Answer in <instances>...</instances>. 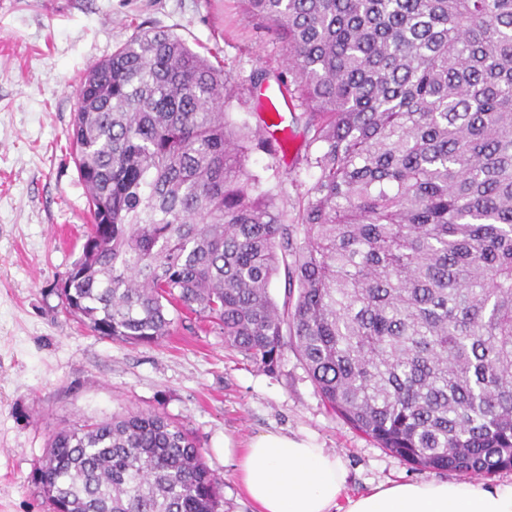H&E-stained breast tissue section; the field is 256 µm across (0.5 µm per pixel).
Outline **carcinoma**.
<instances>
[{
  "label": "carcinoma",
  "mask_w": 512,
  "mask_h": 512,
  "mask_svg": "<svg viewBox=\"0 0 512 512\" xmlns=\"http://www.w3.org/2000/svg\"><path fill=\"white\" fill-rule=\"evenodd\" d=\"M287 50L313 182L279 208L224 120L238 87L138 29L75 89L91 228L60 294L91 331L217 326L268 373L285 344L332 411L410 465L512 469V0H241ZM284 272L283 308L269 286ZM51 512H217L183 426L129 411L55 433Z\"/></svg>",
  "instance_id": "1"
}]
</instances>
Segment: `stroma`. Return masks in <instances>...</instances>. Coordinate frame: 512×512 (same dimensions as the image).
I'll return each mask as SVG.
<instances>
[{
	"label": "stroma",
	"instance_id": "1",
	"mask_svg": "<svg viewBox=\"0 0 512 512\" xmlns=\"http://www.w3.org/2000/svg\"><path fill=\"white\" fill-rule=\"evenodd\" d=\"M139 26L213 52L242 89L224 106L236 125L262 128L254 72L288 70L283 44L246 19L240 0H0V512H46L32 473L53 433L136 409L192 432L223 481L219 512H253L224 463L225 438L241 444L268 430L306 433L336 451L351 497L393 481L459 480L413 467L354 430L293 348L270 374L191 314L175 313L170 336L131 344L66 312L59 291L90 225L68 139L75 88ZM307 138L303 122H289L276 155L256 150L246 161L278 207H292L313 179L302 160Z\"/></svg>",
	"mask_w": 512,
	"mask_h": 512
}]
</instances>
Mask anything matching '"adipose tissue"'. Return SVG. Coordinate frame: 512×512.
<instances>
[{"mask_svg":"<svg viewBox=\"0 0 512 512\" xmlns=\"http://www.w3.org/2000/svg\"><path fill=\"white\" fill-rule=\"evenodd\" d=\"M256 512H512L511 484L393 482L346 497V470L314 439L266 431L224 446Z\"/></svg>","mask_w":512,"mask_h":512,"instance_id":"adipose-tissue-1","label":"adipose tissue"}]
</instances>
